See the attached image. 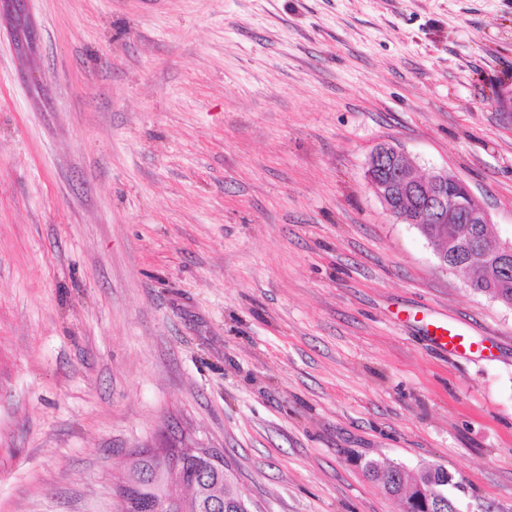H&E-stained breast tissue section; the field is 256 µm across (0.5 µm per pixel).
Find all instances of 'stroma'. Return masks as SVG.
Returning <instances> with one entry per match:
<instances>
[{
    "label": "stroma",
    "instance_id": "stroma-1",
    "mask_svg": "<svg viewBox=\"0 0 512 512\" xmlns=\"http://www.w3.org/2000/svg\"><path fill=\"white\" fill-rule=\"evenodd\" d=\"M502 94L512 0H0V512H119L177 432L252 512H401L370 460L512 512V308L364 177L512 235ZM390 145L389 154L395 166L392 182L385 184L376 174L385 160V154L378 148L373 149L366 163L368 186L395 223L411 224L420 231L424 224H430L429 228L435 224H448V233L434 231L422 234L435 247L440 267L455 269L448 263V255L456 250L459 238L481 237L488 231L486 224H491L488 212L476 202L468 186L456 191L449 188L457 183V178L448 177V170L426 174L405 151ZM401 198L412 203L399 205ZM456 234L459 238L450 237ZM434 343L444 350L448 348L452 351H459L460 349L466 351L471 350L472 344H466L456 334L446 329L442 325L434 326L433 336H431Z\"/></svg>",
    "mask_w": 512,
    "mask_h": 512
}]
</instances>
